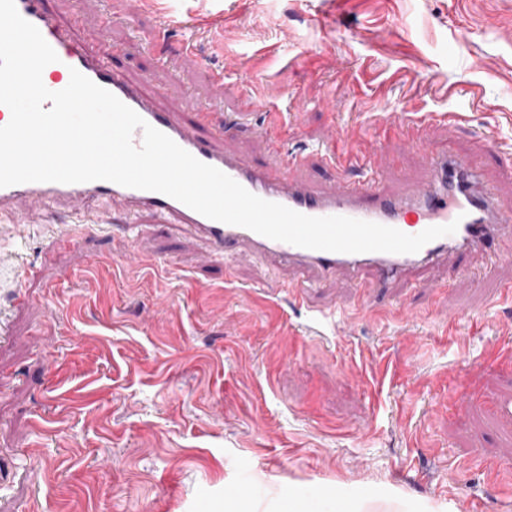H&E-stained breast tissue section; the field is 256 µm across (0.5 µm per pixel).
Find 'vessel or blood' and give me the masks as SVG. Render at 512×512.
Instances as JSON below:
<instances>
[{"label": "vessel or blood", "mask_w": 512, "mask_h": 512, "mask_svg": "<svg viewBox=\"0 0 512 512\" xmlns=\"http://www.w3.org/2000/svg\"><path fill=\"white\" fill-rule=\"evenodd\" d=\"M15 4L19 14L40 31L58 56L57 62L46 68L44 84L49 90L64 89L71 70H78L196 159L218 168L256 196L307 216H344L391 226L408 235L453 222L458 228L454 234L437 238L410 254L312 250L211 220L164 194L102 180L77 184L31 182L0 188V218L14 215L27 205L52 207L62 220L53 233L59 242L70 244L80 231L98 229L88 203L103 199L128 217V240L139 238L144 231L133 221L137 213L165 214L174 218L180 233L202 246L206 260L246 252L272 268L298 272L303 276L293 285L298 298L306 289L335 285L337 278L345 275L356 279L365 305L421 264L446 263L455 276L470 278L474 275L472 261H512V254L499 248L502 241L512 238V213L501 212L481 168L470 158L427 150L426 178L410 193L399 195L384 186L375 165L376 157L385 153L384 140L376 141L372 156L362 158L350 154L342 135L333 132L319 147V154L336 167L363 166L367 174L358 181L339 177L324 186H311L301 178L306 153L283 148L277 121H269L262 130L277 156L273 167L254 164L225 151L224 137L231 132L232 123L216 122L211 112L188 99L176 109L159 110L152 93L144 85L129 81L114 63L112 49L93 52L76 40L72 29L83 24L82 14L63 22L50 11L49 0H15Z\"/></svg>", "instance_id": "vessel-or-blood-1"}]
</instances>
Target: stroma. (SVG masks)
<instances>
[{
  "label": "stroma",
  "instance_id": "obj_1",
  "mask_svg": "<svg viewBox=\"0 0 512 512\" xmlns=\"http://www.w3.org/2000/svg\"><path fill=\"white\" fill-rule=\"evenodd\" d=\"M52 6L63 21L81 10L92 49L115 50L129 79L163 85L161 106L190 96L235 114L246 128L225 150L272 160L258 75L272 98L301 99L289 146L339 127L367 152L394 113L390 190L424 179L426 143L480 163L512 210V159L483 139L512 149V0H147L132 28L114 17L122 0ZM165 17L203 28L197 56L170 43L159 69ZM334 85L345 96L329 109ZM16 220L27 235L0 248L39 272L0 267V512H512V364L497 358L512 345L498 291L512 264L481 266L476 285L428 271L435 293L398 283L373 313L345 279L301 307L279 272L245 255L202 262L175 230L130 262L112 232L55 245L56 211Z\"/></svg>",
  "mask_w": 512,
  "mask_h": 512
}]
</instances>
